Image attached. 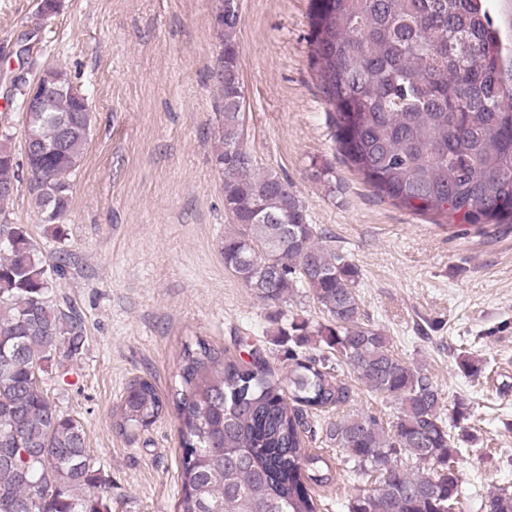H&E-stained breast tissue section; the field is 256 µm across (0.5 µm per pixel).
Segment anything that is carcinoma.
I'll return each mask as SVG.
<instances>
[{
	"mask_svg": "<svg viewBox=\"0 0 512 512\" xmlns=\"http://www.w3.org/2000/svg\"><path fill=\"white\" fill-rule=\"evenodd\" d=\"M216 15L220 90L215 168L232 220L221 244L224 267L257 298L277 305L299 290L328 316H288V372L259 353L245 362L203 339L187 343L179 383L163 398L133 380L112 414L130 435L172 409L180 424V496L175 512H321L316 489L337 470L307 448L319 413L350 399L341 370L375 396L399 404L389 423L369 412L325 425V442L349 472L375 488L348 499L347 512H448L460 504L449 428L469 434L470 404L446 408L431 377L400 358L383 330L362 321L359 268L330 233L308 222L288 181L258 173L243 149L239 14L221 0ZM310 61L330 106L333 137L347 162L379 194L446 224H512V73L482 0H314ZM41 79L58 87L24 119L29 193L42 221L67 215L73 177L92 129L87 99L61 69ZM235 145L244 159L224 162ZM11 148L0 142V187L18 182ZM64 259L49 263L15 224L0 231V512H112L99 489L108 475L87 448L83 426L51 391L82 348L84 321L54 293ZM318 353L304 352L312 342ZM427 465L410 471L404 461ZM482 512H512V492L487 493Z\"/></svg>",
	"mask_w": 512,
	"mask_h": 512,
	"instance_id": "obj_1",
	"label": "carcinoma"
}]
</instances>
